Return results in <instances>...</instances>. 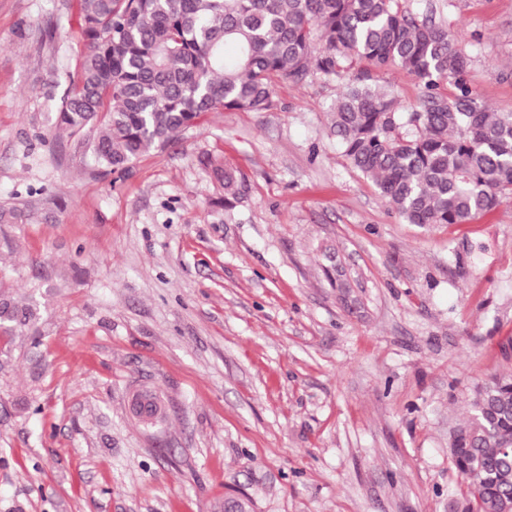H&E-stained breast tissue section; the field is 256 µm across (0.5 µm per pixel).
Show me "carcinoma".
I'll use <instances>...</instances> for the list:
<instances>
[{
    "instance_id": "cac0c4a2",
    "label": "carcinoma",
    "mask_w": 512,
    "mask_h": 512,
    "mask_svg": "<svg viewBox=\"0 0 512 512\" xmlns=\"http://www.w3.org/2000/svg\"><path fill=\"white\" fill-rule=\"evenodd\" d=\"M80 78L56 128L89 129L98 162L122 173L182 139L210 112H262L274 87L312 70L342 86L331 131L350 164L410 224H466L512 195V112H491L466 81L468 55L447 27L400 0H78ZM399 66L422 85L402 112L372 71ZM455 88L453 96L441 85ZM236 198L245 179L202 160ZM17 204L0 224H25ZM34 310L0 298V332ZM449 435L448 458L468 481L455 512H512V375L477 388Z\"/></svg>"
}]
</instances>
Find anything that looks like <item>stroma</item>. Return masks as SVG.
<instances>
[{
  "label": "stroma",
  "instance_id": "35a3bbf8",
  "mask_svg": "<svg viewBox=\"0 0 512 512\" xmlns=\"http://www.w3.org/2000/svg\"><path fill=\"white\" fill-rule=\"evenodd\" d=\"M77 0H0V512H451L448 432L512 373V196L407 223L330 132L339 81L278 83L123 174L55 134ZM430 6L512 112V0ZM244 175L232 206L204 156ZM149 383L166 423L130 414ZM34 317L31 306L19 304L14 299L0 298V332L13 333L28 326Z\"/></svg>",
  "mask_w": 512,
  "mask_h": 512
}]
</instances>
